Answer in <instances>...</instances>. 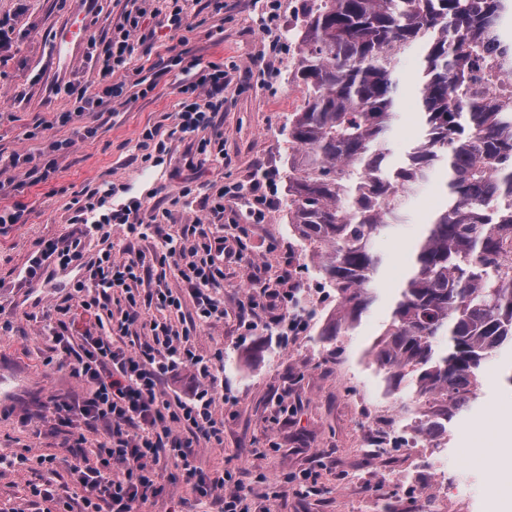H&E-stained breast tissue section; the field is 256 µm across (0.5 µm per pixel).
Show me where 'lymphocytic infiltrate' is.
<instances>
[{
    "label": "lymphocytic infiltrate",
    "instance_id": "lymphocytic-infiltrate-1",
    "mask_svg": "<svg viewBox=\"0 0 512 512\" xmlns=\"http://www.w3.org/2000/svg\"><path fill=\"white\" fill-rule=\"evenodd\" d=\"M140 23L139 15L124 13L116 26L117 34L102 50L89 54L98 69L105 96H123L124 88L112 84L117 68L130 64L136 50L132 35ZM186 82L178 123L172 137L197 138L199 155L214 160L224 157V133L215 118L224 105V91L230 83L221 66L191 61L186 67ZM104 96V97H105ZM67 139L46 141L37 151L0 155V172L27 168L39 180H48L56 170L55 153L68 149ZM106 186L85 187L84 202L74 210L72 223L81 227L79 236L43 241L29 260L22 279L36 284L51 265L86 266L89 276L78 284L74 295L81 306L102 310L96 333L81 341L66 336L63 329L50 328L49 339L61 363L70 367L87 390L77 404L61 398L51 399L48 410L60 420L77 425L102 423L107 433L96 443L93 463L73 466L71 474L82 490L79 512H140L143 505L161 497L168 485H182L196 498H215L223 512H256V493L252 487L231 482L228 474L204 469L199 450L208 445H223L224 423L216 418L213 404L224 387V356L201 355L195 345L198 324L223 320L224 305L213 295L224 275L227 242H234L235 259L247 260L246 228L232 224L226 234L217 235L201 224H189L179 236L161 231L158 225H138L129 211L111 214L110 222L127 225L140 239L158 238L160 247L153 254L132 252L118 259L103 251L88 260L82 240L98 233L100 222L90 221L96 198ZM173 264L183 288L173 291L164 280L146 287L144 275L153 265ZM155 298L167 310L164 319L146 318L142 295ZM192 299L196 322H186L184 299ZM293 290L254 289L241 303V325L249 331L259 323L302 327L293 307ZM143 341H136V334ZM184 370L198 374L203 386L189 395L167 388L169 378ZM174 459L176 476L165 477L162 460Z\"/></svg>",
    "mask_w": 512,
    "mask_h": 512
}]
</instances>
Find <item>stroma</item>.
<instances>
[{"label":"stroma","mask_w":512,"mask_h":512,"mask_svg":"<svg viewBox=\"0 0 512 512\" xmlns=\"http://www.w3.org/2000/svg\"><path fill=\"white\" fill-rule=\"evenodd\" d=\"M127 0H0V19L14 30L0 49V153L28 152L45 137L73 139L57 157V171L38 182L25 170L13 171L15 191L0 192V208L23 203L21 224L0 226V356L15 358L28 369L29 386L18 398L0 402V512H51L49 502H34L32 491L52 479L59 493L78 497L70 469L80 452L68 449L70 427L45 414L50 396L79 401L82 384L53 362L45 337L47 316L86 276L77 266L57 268L32 288L20 286V273L44 239L73 231L67 206L84 186L106 180L111 194L99 211L142 203L153 209L165 232L201 223L221 233L222 223L246 225L250 262H224V281L216 295L224 304L223 321L197 328L196 347L203 356L224 353L226 389L214 410L224 420V443L200 449L204 468L230 472L253 487L262 512H430L438 488L459 496L458 512H512V465L498 461L504 433L512 432V348L502 349L483 369L479 399L454 420L448 437V464L414 459L404 441H396L385 459L366 454L362 444L373 406L381 401L401 409L403 392L390 390L384 373L366 356L390 319L405 277L411 249L439 202L438 180L406 193V223L384 230L374 250L384 263L373 288L378 298L359 327L343 336L323 338L321 329L336 311V293L325 287L306 252L293 243L288 228V118L305 103L293 83L298 47L288 31L301 21L302 0H278L279 54L265 52V34L254 0H224L214 14L209 0H188L186 28L159 27L157 14L171 0H146V15L134 37L150 48V58H134L117 69L113 82L133 84L134 67L151 61L148 93L138 98L105 99L97 134H77L61 118L73 108L53 87L71 82L100 92L97 70L86 59L90 40H111ZM223 66L230 79L224 109L217 117L224 130V162L204 160L193 140H172L166 151L143 159L137 144L145 126L168 134L178 122L179 83L192 59ZM419 50L401 54L394 70L400 110L385 145L399 159L420 132L413 104L420 81ZM53 121L50 131L35 130L38 120ZM35 138H28V131ZM260 180L272 204L264 222L253 219L250 198L236 200L223 218L203 209L206 185L250 186ZM190 189L193 202L182 197ZM105 237L86 239L87 257L111 249L118 258L128 247L143 252L153 241L131 242L124 225H105ZM286 281L306 319L300 333L284 334L273 326L245 331L239 302L247 289ZM405 472L403 481L381 480L382 467ZM317 477L301 486L302 474ZM291 493H283V486Z\"/></svg>","instance_id":"1"}]
</instances>
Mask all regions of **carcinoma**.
<instances>
[{"label": "carcinoma", "instance_id": "obj_1", "mask_svg": "<svg viewBox=\"0 0 512 512\" xmlns=\"http://www.w3.org/2000/svg\"><path fill=\"white\" fill-rule=\"evenodd\" d=\"M512 0H303L288 118V223L336 290L323 335L354 330L375 300L380 232L403 218L404 193L444 174L445 203L370 351L387 379L448 422L477 400L484 365L512 347V93L491 97L512 62ZM416 47L420 135L389 163L398 110L395 60Z\"/></svg>", "mask_w": 512, "mask_h": 512}]
</instances>
